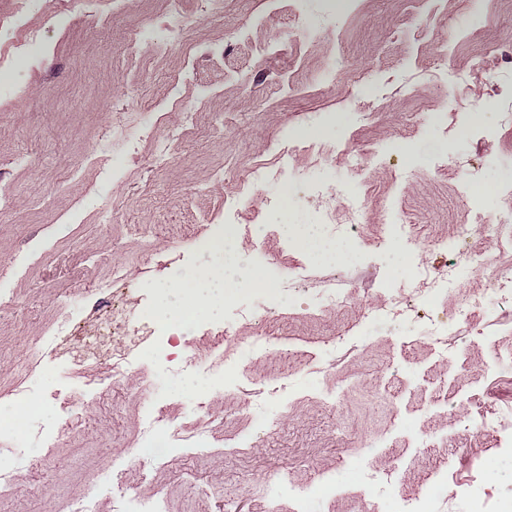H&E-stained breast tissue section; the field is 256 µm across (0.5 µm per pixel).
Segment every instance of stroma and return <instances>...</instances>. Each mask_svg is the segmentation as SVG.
Returning <instances> with one entry per match:
<instances>
[{
    "label": "stroma",
    "mask_w": 512,
    "mask_h": 512,
    "mask_svg": "<svg viewBox=\"0 0 512 512\" xmlns=\"http://www.w3.org/2000/svg\"><path fill=\"white\" fill-rule=\"evenodd\" d=\"M123 6L108 33L101 17L43 25L23 103L0 101V182L13 190L11 211L0 215V284L14 295L0 311V426L24 413L18 385L38 389L36 415L48 424L68 400L86 404L71 418L69 445L16 449L31 466L32 494L14 512H44L65 483L81 498L75 469L91 451L122 467V482L167 492L172 512H225L229 498L236 512H293L289 486L267 477L274 466L287 470L290 486L332 483L309 512H397L402 496L442 480L448 495L434 497V512H470L474 493L488 512H512V433L476 429L481 413L512 410V372L497 367L512 358V328L498 323L512 299L474 309L467 333L428 336V323L447 322L467 303L474 272L463 267L434 302L383 312L405 275L384 250L390 216L410 224L419 260L441 267V245L455 235L449 209L472 173L506 159L500 114L512 101V14L498 0H338L337 26L315 0H224L223 17H199L188 34L196 51L186 57L172 47L163 0L148 12L140 0ZM128 23L155 37L132 59L123 50ZM245 37L257 52L243 69L225 68L223 54L237 53ZM273 43L277 53L263 52ZM160 46L167 57L157 56ZM331 64L334 85L323 80ZM457 67L474 71L463 94L440 77ZM171 81L177 107L166 95ZM148 102L163 116L156 138L181 125L183 110L206 115L199 144L161 167L150 145L123 150L107 136L114 115ZM296 141L303 149L293 177L352 179L366 198L358 259L335 262L289 242L287 213L268 206L279 186L252 188L234 249L282 259L293 274L290 301L273 304L244 285L214 321L169 327L182 356L220 374L224 327L251 312L271 352H255L242 332L239 377L214 389L207 376L153 361L148 328L113 334L106 354L89 343L113 306L178 307L180 297L164 289L172 267L218 264L203 238L223 223L225 194L255 161L281 165ZM346 144L371 157L359 175L344 156L325 166L314 155ZM109 160L118 176L106 183L98 168ZM19 254L26 265H15ZM116 263L127 279L111 294L98 277ZM322 288L348 293L346 307L317 312ZM69 290L70 304L59 307ZM63 319L74 333L55 337L29 370L27 345ZM200 400L224 419L202 456L177 450L160 460L135 447L145 403L184 420ZM96 481L95 512H114L122 482L108 469Z\"/></svg>",
    "instance_id": "obj_1"
}]
</instances>
